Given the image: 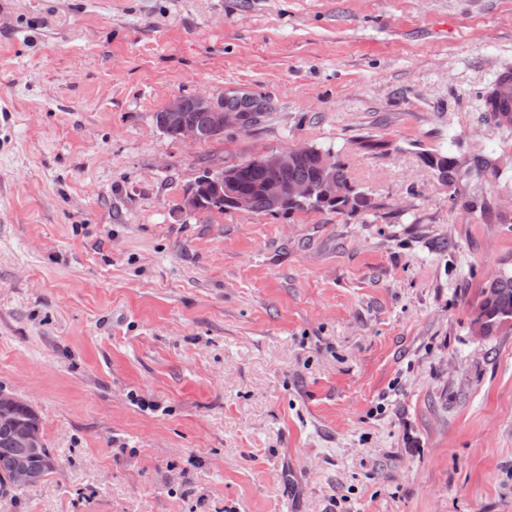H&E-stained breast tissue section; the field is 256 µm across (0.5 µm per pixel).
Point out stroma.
<instances>
[{"label":"stroma","mask_w":512,"mask_h":512,"mask_svg":"<svg viewBox=\"0 0 512 512\" xmlns=\"http://www.w3.org/2000/svg\"><path fill=\"white\" fill-rule=\"evenodd\" d=\"M508 66L512 0H0V388L54 461L0 512H512V333L470 329L512 271ZM235 92L273 108L155 124ZM296 145L373 209H182ZM448 151L497 159L491 214ZM488 90L487 91L489 95H491L498 102H507L509 111L506 112L504 109H497L495 111L493 107L488 103V108L486 109V117L497 126L511 129L512 71L509 68H505L500 71ZM231 100H236L237 104L227 106L226 102ZM271 109L270 99H261L258 95L247 92L226 94L219 98L202 94L181 96L171 100L162 111L155 114V123L163 134L172 136L177 141L199 142L206 137L211 139L220 136L224 134V130L250 129ZM187 112L204 127L193 121ZM236 170L224 171V167L208 168L196 180L197 184L211 187H196L195 191L200 199L201 210H218L224 212L228 210L229 204L226 200V191L229 192L227 185L233 183ZM214 187H221L218 191Z\"/></svg>","instance_id":"obj_1"}]
</instances>
